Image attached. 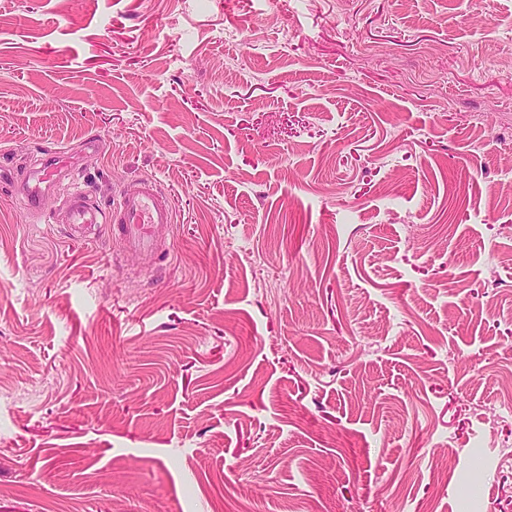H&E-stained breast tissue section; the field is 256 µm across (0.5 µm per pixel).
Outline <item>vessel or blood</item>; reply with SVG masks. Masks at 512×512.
I'll list each match as a JSON object with an SVG mask.
<instances>
[{
    "instance_id": "obj_1",
    "label": "vessel or blood",
    "mask_w": 512,
    "mask_h": 512,
    "mask_svg": "<svg viewBox=\"0 0 512 512\" xmlns=\"http://www.w3.org/2000/svg\"><path fill=\"white\" fill-rule=\"evenodd\" d=\"M77 166L76 158L67 150L48 147L43 150L38 167L22 184H15L13 176L2 170L0 183L14 184L21 206L37 213L57 186L74 176ZM67 207L72 240L88 241L105 231L131 256L162 255L158 232L174 222L169 195L148 179L123 187L110 208L91 203L87 193L78 188L68 194Z\"/></svg>"
}]
</instances>
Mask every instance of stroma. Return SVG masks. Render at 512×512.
I'll return each mask as SVG.
<instances>
[{"label":"stroma","mask_w":512,"mask_h":512,"mask_svg":"<svg viewBox=\"0 0 512 512\" xmlns=\"http://www.w3.org/2000/svg\"><path fill=\"white\" fill-rule=\"evenodd\" d=\"M49 146L174 260L0 188V512H512V0H0ZM69 237L88 241L106 230L131 256L159 257L169 250L160 247L158 232L174 223L170 196L153 180L124 186L109 210L90 202L87 193L74 189L67 195Z\"/></svg>","instance_id":"stroma-1"}]
</instances>
